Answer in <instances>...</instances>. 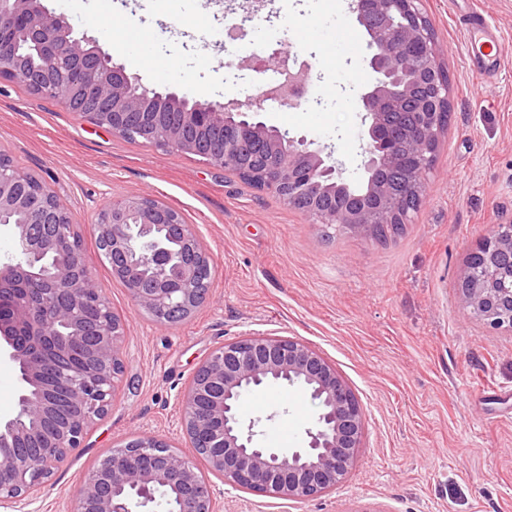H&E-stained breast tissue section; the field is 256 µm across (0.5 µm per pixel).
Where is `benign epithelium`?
<instances>
[{"mask_svg":"<svg viewBox=\"0 0 512 512\" xmlns=\"http://www.w3.org/2000/svg\"><path fill=\"white\" fill-rule=\"evenodd\" d=\"M418 0H350L349 9L369 41L375 74L358 100L362 161L359 184L345 176L332 151L313 147L257 120L266 101L297 108L292 94L264 91L248 106L237 100L192 102L173 91L143 87L112 61L95 39L79 37L69 16L47 11L41 0H0V79L28 83L35 96L59 99L53 72L63 48L80 65L74 98L90 123L121 137L144 136L153 145L196 154L214 167L238 168L257 188L306 214L313 223L372 236L380 226L407 224L404 197L425 188L444 133L447 72ZM22 33L44 65L19 53ZM415 108L418 121L403 141L390 138L391 112ZM177 113L163 123L162 110ZM257 149L256 171L244 149ZM413 163L404 190L376 178L381 170ZM26 175L0 159V216L12 225L17 261L0 264V358L18 368V415L0 421V507L15 508L45 487L103 418L124 372L126 323L82 262V235L70 210L49 189L18 192ZM357 186L374 205L318 207L338 187ZM96 238L112 247V275L138 309L169 326L188 318L210 284L200 269L208 252L181 213L159 200L127 196L102 207ZM459 306L493 329L512 332V224H499L470 250L458 292ZM270 383L299 386L318 402L307 446L283 451L255 441L258 421L238 413L242 395ZM204 402L207 408H199ZM182 427L188 448L142 431L100 459L79 488L72 512H133L160 496L167 512H220L211 477L234 488L282 499H308L339 485L356 458L365 428L363 406L349 383L322 354L285 337L248 334L216 347L185 387Z\"/></svg>","mask_w":512,"mask_h":512,"instance_id":"benign-epithelium-1","label":"benign epithelium"}]
</instances>
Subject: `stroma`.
Instances as JSON below:
<instances>
[{
	"mask_svg": "<svg viewBox=\"0 0 512 512\" xmlns=\"http://www.w3.org/2000/svg\"><path fill=\"white\" fill-rule=\"evenodd\" d=\"M349 0H44L77 30L109 43L113 11L147 28L140 52L111 56L150 89L207 103L258 95L270 78L264 32L308 60L315 91L300 109L266 104L259 118L361 162L357 94L371 73ZM450 78V122L404 233L378 243L312 223L278 197L200 157L134 144L76 119L60 103L0 80V147L69 208L87 267L125 319L123 382L23 512H70L91 467L141 431L184 447V389L218 345L243 334L299 339L322 353L358 395L362 446L344 483L305 501L215 481L222 512H512V333L458 305L465 260L495 225L512 223V0H420ZM498 42L499 68L467 52L470 12ZM153 196L177 209L208 249L206 301L164 327L138 309L96 248L92 223L109 201ZM261 439L299 448L319 407L298 388L243 395Z\"/></svg>",
	"mask_w": 512,
	"mask_h": 512,
	"instance_id": "obj_1",
	"label": "stroma"
}]
</instances>
